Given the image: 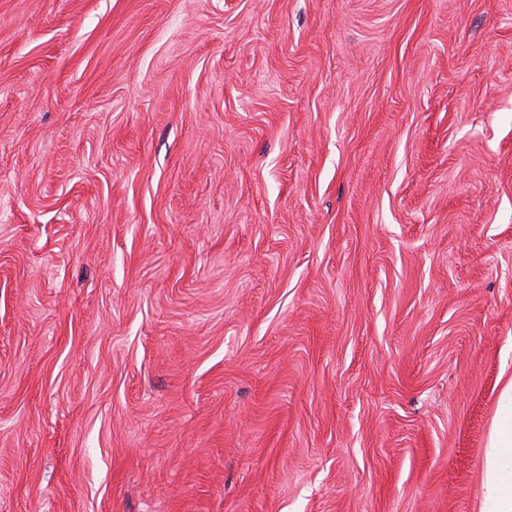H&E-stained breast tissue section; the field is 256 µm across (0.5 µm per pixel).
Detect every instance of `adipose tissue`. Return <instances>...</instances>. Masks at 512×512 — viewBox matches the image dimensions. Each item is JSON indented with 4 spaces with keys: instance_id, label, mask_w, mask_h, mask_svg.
<instances>
[{
    "instance_id": "1",
    "label": "adipose tissue",
    "mask_w": 512,
    "mask_h": 512,
    "mask_svg": "<svg viewBox=\"0 0 512 512\" xmlns=\"http://www.w3.org/2000/svg\"><path fill=\"white\" fill-rule=\"evenodd\" d=\"M480 512H512V382L500 395L489 434Z\"/></svg>"
}]
</instances>
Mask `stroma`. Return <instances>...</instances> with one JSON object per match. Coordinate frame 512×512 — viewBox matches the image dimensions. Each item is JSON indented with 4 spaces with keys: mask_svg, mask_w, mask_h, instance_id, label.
Instances as JSON below:
<instances>
[{
    "mask_svg": "<svg viewBox=\"0 0 512 512\" xmlns=\"http://www.w3.org/2000/svg\"><path fill=\"white\" fill-rule=\"evenodd\" d=\"M512 380V0H0V512H479Z\"/></svg>",
    "mask_w": 512,
    "mask_h": 512,
    "instance_id": "stroma-1",
    "label": "stroma"
}]
</instances>
